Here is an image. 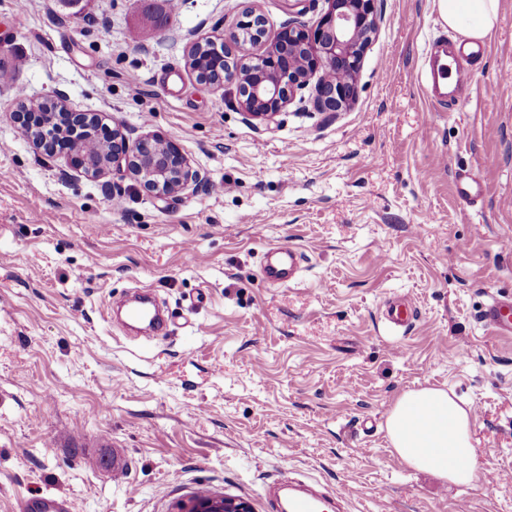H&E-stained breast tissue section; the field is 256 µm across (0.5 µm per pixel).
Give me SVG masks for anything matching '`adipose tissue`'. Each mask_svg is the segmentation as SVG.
<instances>
[{
	"instance_id": "1",
	"label": "adipose tissue",
	"mask_w": 512,
	"mask_h": 512,
	"mask_svg": "<svg viewBox=\"0 0 512 512\" xmlns=\"http://www.w3.org/2000/svg\"><path fill=\"white\" fill-rule=\"evenodd\" d=\"M449 30L464 49L476 47L497 25L499 0H436ZM386 430L392 451L410 468L458 485L475 478L471 414L441 388L403 392L393 402Z\"/></svg>"
}]
</instances>
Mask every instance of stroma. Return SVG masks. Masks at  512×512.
<instances>
[{
	"label": "stroma",
	"mask_w": 512,
	"mask_h": 512,
	"mask_svg": "<svg viewBox=\"0 0 512 512\" xmlns=\"http://www.w3.org/2000/svg\"><path fill=\"white\" fill-rule=\"evenodd\" d=\"M248 5L272 36L295 12L0 0V512L45 492L72 512L204 496L269 512L266 488L287 477L350 489L347 512H512V337L479 320L491 296L512 297V0L469 71L474 95L448 111L418 81L429 41L449 34L435 0H377L351 105L323 111L307 88L268 121L187 65L193 40L229 37ZM22 99L162 134L202 181L159 198L122 171L77 172L24 136ZM459 169L489 186L475 205L452 191ZM280 242L307 262L277 288L261 267ZM135 288L176 314L168 335L133 339L110 319ZM398 296L417 307L406 330L382 316ZM420 387L470 408V485L391 452L387 411Z\"/></svg>",
	"instance_id": "1"
}]
</instances>
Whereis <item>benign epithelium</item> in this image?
Masks as SVG:
<instances>
[{
  "instance_id": "7a95c632",
  "label": "benign epithelium",
  "mask_w": 512,
  "mask_h": 512,
  "mask_svg": "<svg viewBox=\"0 0 512 512\" xmlns=\"http://www.w3.org/2000/svg\"><path fill=\"white\" fill-rule=\"evenodd\" d=\"M327 10L313 30L295 19L279 30L271 47L246 64L237 50L265 41L266 18L252 7L243 10L244 20L223 43L209 39L197 41L212 56L224 59V69L215 73L202 69L195 61L196 46L188 54L189 67L198 81L213 89L233 83L241 111L256 120H268L281 112L308 85L311 74H319L315 85L320 109L339 112L357 95V73L365 49L379 28L375 0H325ZM59 125L70 132L98 129L102 118L86 112L56 113ZM14 119L22 133L52 154L56 150V132L48 131L45 113L18 109ZM105 152L91 161L77 142L69 151L71 161L94 174L104 169L130 172L140 184L157 197H168L200 183L201 177L190 170L177 143L154 133L131 141L122 128H112L111 137L101 140ZM181 512H251L250 506L230 497L199 498L189 510Z\"/></svg>"
}]
</instances>
